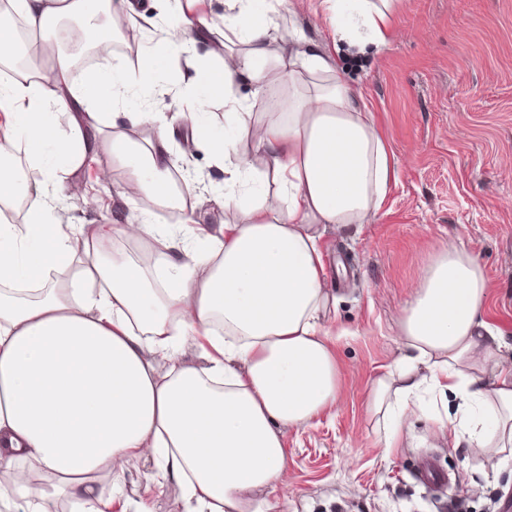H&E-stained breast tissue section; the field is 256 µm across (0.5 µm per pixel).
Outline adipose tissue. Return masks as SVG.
<instances>
[{
	"label": "adipose tissue",
	"mask_w": 512,
	"mask_h": 512,
	"mask_svg": "<svg viewBox=\"0 0 512 512\" xmlns=\"http://www.w3.org/2000/svg\"><path fill=\"white\" fill-rule=\"evenodd\" d=\"M198 0H168L170 17L138 64L76 75L58 46L57 23L78 20L91 47L115 38L102 14L135 10L133 0H11L49 60L0 84V123L15 137L0 142V204L23 199L14 224L0 215V469L9 471L8 512H110L128 459L151 461L157 483L176 481L186 512H262L257 489L276 487L288 471L283 430L308 424L339 395L336 356L322 317L328 307L322 224H366L382 209L396 169L387 140L362 90L344 84L325 46L274 29L266 0H230L228 28L244 51L206 60L190 52L209 25ZM314 25L328 24L334 43L383 48L395 35L401 0H322ZM279 50H271L272 41ZM184 60L181 92L223 100L239 134L190 124V143H204L224 165V221L198 224L131 220L143 196L172 199V145L179 134L159 112H130V124H152L145 143L109 136L107 120L130 87L152 89L160 57ZM321 74L300 85L301 71ZM290 88L272 119L252 116L241 85ZM68 117L59 128L56 113ZM248 149H241L240 141ZM129 172L112 198L113 223L57 224L52 199L25 191L27 177L59 186L84 169L98 147ZM264 158L255 169L246 157ZM85 245L82 268L68 282L53 269ZM151 240L147 272L115 249L117 240ZM488 297L480 264L456 245L428 262L404 308L398 339L407 353L369 393L370 413L411 411L421 387L460 401L453 437L482 452L512 447V365L494 384L484 369L503 344L482 319ZM201 359H183L186 341ZM166 359L158 371L152 358ZM48 480L32 499V470Z\"/></svg>",
	"instance_id": "adipose-tissue-1"
}]
</instances>
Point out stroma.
Listing matches in <instances>:
<instances>
[{"instance_id":"stroma-1","label":"stroma","mask_w":512,"mask_h":512,"mask_svg":"<svg viewBox=\"0 0 512 512\" xmlns=\"http://www.w3.org/2000/svg\"><path fill=\"white\" fill-rule=\"evenodd\" d=\"M320 0H280L276 16H289L308 39L331 43L328 26L310 19ZM397 34L377 54L340 45V75L364 90L397 168V181L368 224L326 226L322 243L332 301L325 325L339 368L335 407L309 424L286 429V485L255 491L264 512H512V458L491 466L455 443L453 395L425 393L404 420L394 448L382 421L366 410L374 379L399 357L402 310L431 256L453 243L483 266L488 282L484 320L512 343V0H402ZM185 65L169 61V88L133 94L137 110L176 116L186 127L192 108L176 81ZM179 172L196 176L198 220L218 224L216 198L224 169L201 149L173 148ZM94 170L67 177L55 202L58 224H108L112 195L127 170L102 150ZM99 206L82 210L81 195ZM434 457L457 487L455 496L419 483L423 457ZM153 468L130 460L122 496L112 512H182V489L156 486Z\"/></svg>"}]
</instances>
